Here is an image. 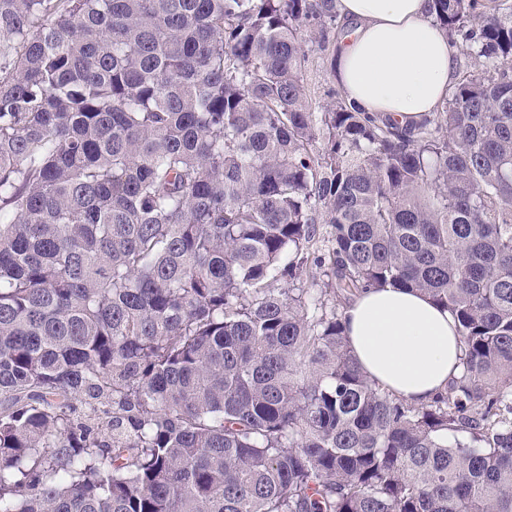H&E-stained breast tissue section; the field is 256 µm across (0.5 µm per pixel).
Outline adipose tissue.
Listing matches in <instances>:
<instances>
[{
    "mask_svg": "<svg viewBox=\"0 0 512 512\" xmlns=\"http://www.w3.org/2000/svg\"><path fill=\"white\" fill-rule=\"evenodd\" d=\"M337 9L345 31L330 68L347 100L404 128L437 111L455 81L460 49L436 22L430 0H337ZM343 322L366 374L409 404L428 403L460 371L453 316L416 290L363 292Z\"/></svg>",
    "mask_w": 512,
    "mask_h": 512,
    "instance_id": "1",
    "label": "adipose tissue"
}]
</instances>
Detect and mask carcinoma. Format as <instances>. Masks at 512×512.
<instances>
[{
    "label": "carcinoma",
    "instance_id": "1",
    "mask_svg": "<svg viewBox=\"0 0 512 512\" xmlns=\"http://www.w3.org/2000/svg\"><path fill=\"white\" fill-rule=\"evenodd\" d=\"M432 11L401 129L313 107L336 0H0V512H512V0ZM386 285L457 320L419 407L336 310Z\"/></svg>",
    "mask_w": 512,
    "mask_h": 512
}]
</instances>
